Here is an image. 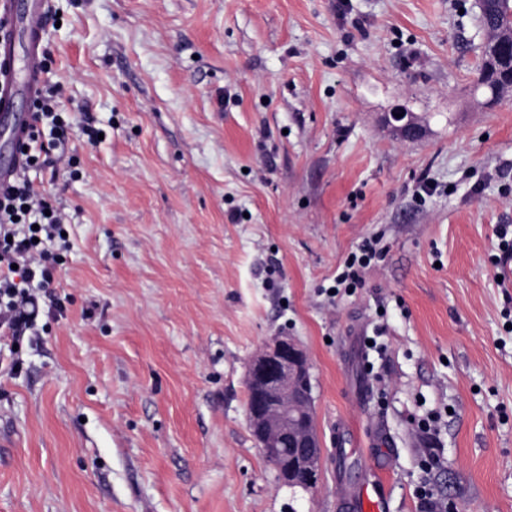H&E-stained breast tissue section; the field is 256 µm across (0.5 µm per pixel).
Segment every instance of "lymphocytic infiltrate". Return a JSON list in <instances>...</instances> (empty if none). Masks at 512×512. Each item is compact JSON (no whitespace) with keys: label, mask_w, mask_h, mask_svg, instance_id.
<instances>
[{"label":"lymphocytic infiltrate","mask_w":512,"mask_h":512,"mask_svg":"<svg viewBox=\"0 0 512 512\" xmlns=\"http://www.w3.org/2000/svg\"><path fill=\"white\" fill-rule=\"evenodd\" d=\"M64 88L43 84L33 105L25 161L0 195V335L20 339L39 312L32 283L46 286L52 272L42 262L38 234H62L65 217L28 177V169L57 166L67 158L66 128L60 119Z\"/></svg>","instance_id":"1"}]
</instances>
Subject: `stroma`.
<instances>
[{"label": "stroma", "mask_w": 512, "mask_h": 512, "mask_svg": "<svg viewBox=\"0 0 512 512\" xmlns=\"http://www.w3.org/2000/svg\"><path fill=\"white\" fill-rule=\"evenodd\" d=\"M53 7L74 162L30 174L66 238L32 334L0 340V512H345L374 470L389 512H424V483L512 512V98L476 86L478 0ZM398 109L422 139L387 128ZM370 237L377 266L330 296ZM277 336L312 365L311 493L245 421ZM396 114H400V117H396ZM386 124L403 141L421 138L425 133V129L417 115L403 109L389 112Z\"/></svg>", "instance_id": "stroma-1"}]
</instances>
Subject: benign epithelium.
<instances>
[{
	"label": "benign epithelium",
	"mask_w": 512,
	"mask_h": 512,
	"mask_svg": "<svg viewBox=\"0 0 512 512\" xmlns=\"http://www.w3.org/2000/svg\"><path fill=\"white\" fill-rule=\"evenodd\" d=\"M500 0H479L484 41L481 67L495 79V97L512 95V20H492ZM386 124L403 141L423 137L425 129L413 112L388 113ZM246 424L265 455L272 458L278 483L306 491L317 487L323 444L314 417L311 365L305 350L291 337L278 336L273 345L249 360Z\"/></svg>",
	"instance_id": "1"
}]
</instances>
